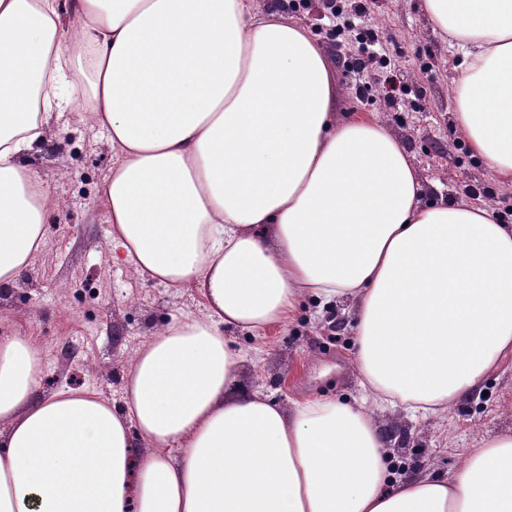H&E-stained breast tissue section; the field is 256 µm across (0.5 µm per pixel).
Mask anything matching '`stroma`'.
Instances as JSON below:
<instances>
[{"label": "stroma", "instance_id": "1", "mask_svg": "<svg viewBox=\"0 0 512 512\" xmlns=\"http://www.w3.org/2000/svg\"><path fill=\"white\" fill-rule=\"evenodd\" d=\"M362 5L365 22L389 50L385 62L350 68L354 44L336 39L326 17L334 0H261L262 11L288 13L312 30L342 88L341 109L369 112L403 141L424 184L426 201L484 198L496 221L512 225V185L495 180L453 127L450 88L461 59L434 32L423 0H341ZM371 89L358 96V86ZM116 152L105 131L65 112L52 119L37 150L22 157L63 201L47 226V244L18 281L0 286V333L20 325L44 348L39 391L91 387L123 409L126 370L141 344L166 322L203 316L197 288H172L133 276L112 258V230L98 191ZM225 338L245 358L240 381L282 406L305 398L359 405L372 414L395 477L453 470L468 448L512 434V358L489 372L477 391L447 413H411L378 402L350 369L355 331L348 303L305 299L292 322L263 336L233 328Z\"/></svg>", "mask_w": 512, "mask_h": 512}]
</instances>
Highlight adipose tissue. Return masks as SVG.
<instances>
[{
  "label": "adipose tissue",
  "instance_id": "1",
  "mask_svg": "<svg viewBox=\"0 0 512 512\" xmlns=\"http://www.w3.org/2000/svg\"><path fill=\"white\" fill-rule=\"evenodd\" d=\"M424 6L463 51L454 127L512 184V0ZM72 74L118 155L101 187L116 259L194 284L207 313L141 345L121 411L88 387L38 394L41 345L0 336V512H512V434L393 480L368 411L240 393L224 338L291 321L308 295L345 301L363 385L447 411L512 356V226L424 203L402 141L339 116L318 40L259 0H0L2 286L62 206L21 158L70 111Z\"/></svg>",
  "mask_w": 512,
  "mask_h": 512
}]
</instances>
